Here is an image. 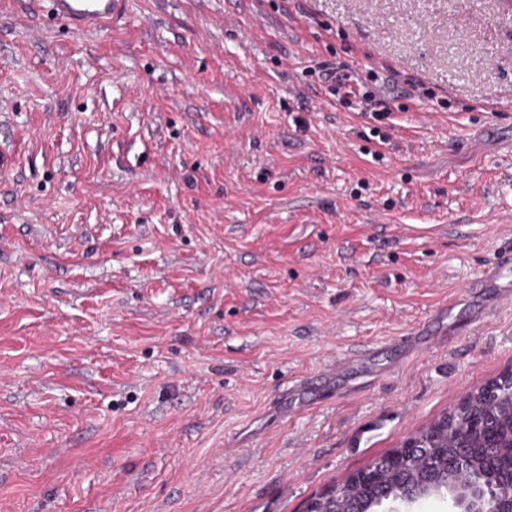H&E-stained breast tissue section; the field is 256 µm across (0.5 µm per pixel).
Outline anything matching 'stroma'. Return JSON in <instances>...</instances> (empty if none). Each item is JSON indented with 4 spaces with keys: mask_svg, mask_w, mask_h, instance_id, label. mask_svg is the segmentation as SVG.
I'll list each match as a JSON object with an SVG mask.
<instances>
[{
    "mask_svg": "<svg viewBox=\"0 0 512 512\" xmlns=\"http://www.w3.org/2000/svg\"><path fill=\"white\" fill-rule=\"evenodd\" d=\"M1 151L0 512H303L512 370V0H0ZM53 19L76 30L96 29L118 19L124 0H47ZM326 76V79L329 80H334V83H336L335 85V88H333V86H330V90L332 91H335L336 95H339L340 93H342V101H346V102H349V99L350 98H357L358 96H361V98H364L368 104L371 103H374L375 104H379V105H383L385 108L383 110H379V111H372V116L373 118L376 120V121H381L382 119H388L391 115V113L389 112H392L391 109L386 106L385 104L381 103V102H377V101H381V100H377L376 99V94L375 93H368L367 91H362L361 90V85L359 84H355L352 80H351V76L348 75V74H338V72H328V73H325L324 74ZM335 89V90H334Z\"/></svg>",
    "mask_w": 512,
    "mask_h": 512,
    "instance_id": "35a3bbf8",
    "label": "stroma"
}]
</instances>
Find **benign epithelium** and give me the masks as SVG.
<instances>
[{"label":"benign epithelium","mask_w":512,"mask_h":512,"mask_svg":"<svg viewBox=\"0 0 512 512\" xmlns=\"http://www.w3.org/2000/svg\"><path fill=\"white\" fill-rule=\"evenodd\" d=\"M471 440L472 435H464L461 446L443 463L447 480L408 485L394 495L384 492L372 512H415V506L432 496L448 500V512H512V458L497 457L490 447L482 469H476L469 454ZM397 456L416 460L428 471L437 465L434 444L422 431L389 454L391 458Z\"/></svg>","instance_id":"7a95c632"}]
</instances>
